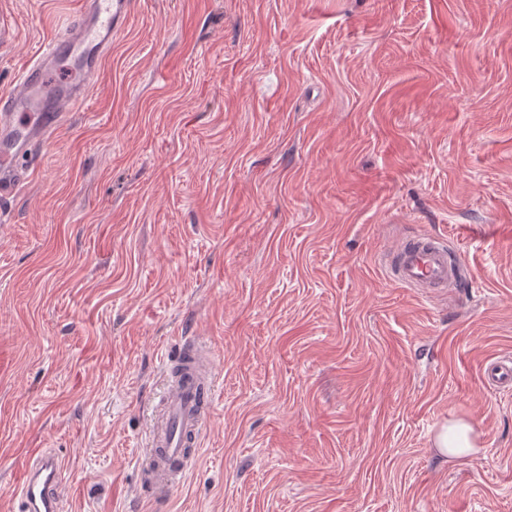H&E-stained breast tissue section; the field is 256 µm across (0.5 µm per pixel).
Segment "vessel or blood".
<instances>
[{"mask_svg": "<svg viewBox=\"0 0 512 512\" xmlns=\"http://www.w3.org/2000/svg\"><path fill=\"white\" fill-rule=\"evenodd\" d=\"M132 8L133 0H83L74 20L55 33L16 88L0 97V198L18 192L26 178L19 159L66 122L84 88L97 80L112 50V35L125 26ZM73 59L81 64L77 84L63 79L58 71L61 63ZM387 269L407 287L436 290L452 287L458 274L447 247L429 237L400 243ZM484 375L491 385L512 387L511 362L486 365ZM215 382L209 348L183 340L182 356L165 382L150 446L140 459L143 478L155 497H167L190 470L192 458L186 449L198 445L210 418ZM32 455L14 488V498L20 500L24 512H61L58 457L41 448L33 449Z\"/></svg>", "mask_w": 512, "mask_h": 512, "instance_id": "1", "label": "vessel or blood"}]
</instances>
